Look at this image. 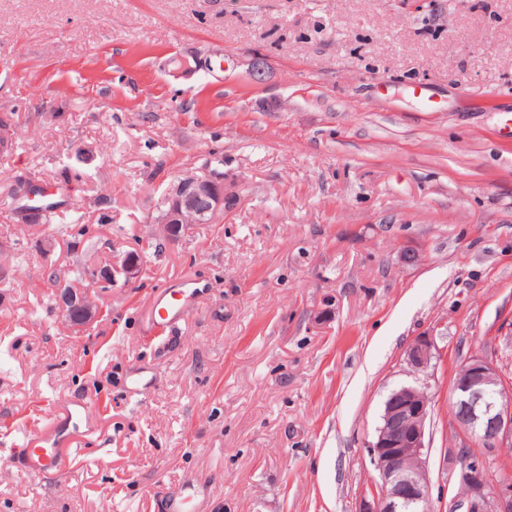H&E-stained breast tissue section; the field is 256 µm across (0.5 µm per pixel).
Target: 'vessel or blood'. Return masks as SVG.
Listing matches in <instances>:
<instances>
[{
	"mask_svg": "<svg viewBox=\"0 0 512 512\" xmlns=\"http://www.w3.org/2000/svg\"><path fill=\"white\" fill-rule=\"evenodd\" d=\"M203 293L198 280L181 279L158 294L152 303L151 326L157 337L168 339L192 312ZM152 368L141 366L125 380L130 396L141 397L154 387ZM53 421L36 427L23 438L9 457L10 467L18 474L42 477L61 471L74 453V440L80 429L91 424V405L86 400L55 404Z\"/></svg>",
	"mask_w": 512,
	"mask_h": 512,
	"instance_id": "b4317fda",
	"label": "vessel or blood"
}]
</instances>
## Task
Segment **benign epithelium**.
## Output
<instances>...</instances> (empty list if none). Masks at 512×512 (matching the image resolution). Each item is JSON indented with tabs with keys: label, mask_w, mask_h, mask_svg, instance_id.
<instances>
[{
	"label": "benign epithelium",
	"mask_w": 512,
	"mask_h": 512,
	"mask_svg": "<svg viewBox=\"0 0 512 512\" xmlns=\"http://www.w3.org/2000/svg\"><path fill=\"white\" fill-rule=\"evenodd\" d=\"M217 161L201 174H187L168 190L164 209L153 223L168 235L170 225L189 229L190 224H210L232 210L240 197L235 185L226 181ZM137 267L123 262L104 273L89 276L91 287L77 290L58 288L55 296L63 312L80 304L96 309L92 289L128 284ZM441 349L428 332L416 337L405 351L408 373L426 376L436 367ZM450 428L455 446L444 449L443 460H452L448 479L465 493H455L448 512H512V468L496 465V451L512 445V382L503 378L500 355L489 347L467 357L452 388ZM432 397L417 384L393 389L384 402L373 439L365 452L372 467L368 489L363 491L356 512H399L403 506L434 512L430 497L429 456Z\"/></svg>",
	"instance_id": "7a95c632"
}]
</instances>
